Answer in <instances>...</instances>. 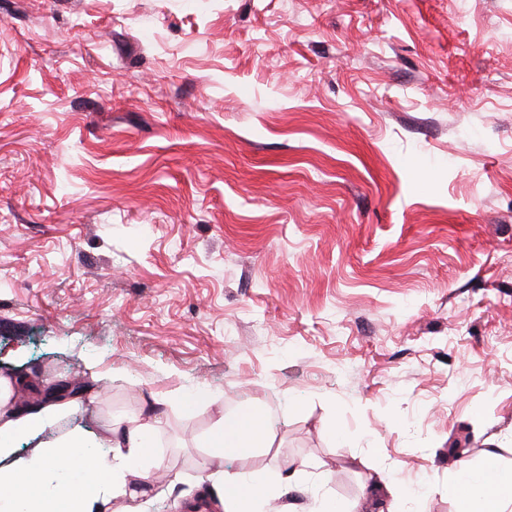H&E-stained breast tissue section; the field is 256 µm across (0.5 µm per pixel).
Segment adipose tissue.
Instances as JSON below:
<instances>
[{"label":"adipose tissue","instance_id":"obj_1","mask_svg":"<svg viewBox=\"0 0 512 512\" xmlns=\"http://www.w3.org/2000/svg\"><path fill=\"white\" fill-rule=\"evenodd\" d=\"M35 390L32 379L0 370V512H112V502L119 498L127 502L124 512H141L138 501L147 496L150 476L163 464L156 448L155 405L113 423L106 438L111 453L98 457L82 452L78 432L43 442L44 432L78 401L59 402ZM23 441L32 445L25 457L17 448ZM273 443L263 411L213 420L205 446L222 512H268L269 501L296 484L295 470L280 474L262 490L254 474L225 469V456L251 458L268 452ZM73 470L80 474L75 483L65 478ZM448 492L457 512H512V481L489 463L476 470L460 466Z\"/></svg>","mask_w":512,"mask_h":512}]
</instances>
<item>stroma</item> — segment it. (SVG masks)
<instances>
[{"instance_id":"1","label":"stroma","mask_w":512,"mask_h":512,"mask_svg":"<svg viewBox=\"0 0 512 512\" xmlns=\"http://www.w3.org/2000/svg\"><path fill=\"white\" fill-rule=\"evenodd\" d=\"M0 367L92 392L47 442L165 399L144 512L230 405L284 512H454L512 469V0H0ZM488 457L481 469L461 465L448 481L457 512H511L512 481L499 475Z\"/></svg>"}]
</instances>
